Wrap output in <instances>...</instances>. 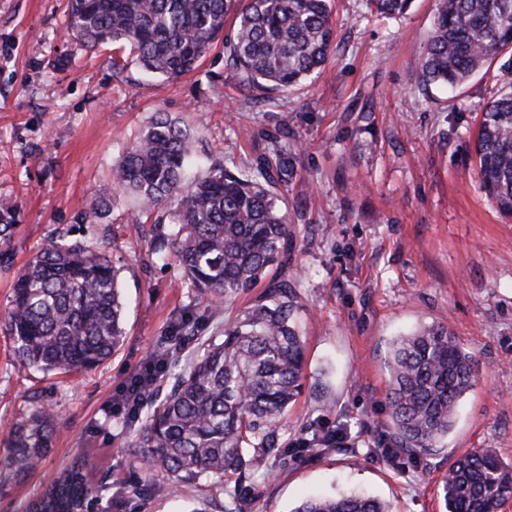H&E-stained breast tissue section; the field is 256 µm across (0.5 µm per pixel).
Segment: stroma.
Wrapping results in <instances>:
<instances>
[{"instance_id":"35a3bbf8","label":"stroma","mask_w":512,"mask_h":512,"mask_svg":"<svg viewBox=\"0 0 512 512\" xmlns=\"http://www.w3.org/2000/svg\"><path fill=\"white\" fill-rule=\"evenodd\" d=\"M67 0H0V198L16 201L23 264L48 235L105 241L122 269L126 340L96 369L74 376L22 366L0 332V459L12 422L40 400L57 436L39 468L0 480V512L28 505L76 457L103 486L96 512H234V477L223 490L206 479L141 500L145 465L127 452L132 430L112 411L128 375L164 342L173 317L194 309L196 356L247 305L242 295L205 312L177 266L147 256L144 217L123 201L94 235L81 220L113 163L156 112L180 118L204 166L245 164L275 137L294 168L283 206L303 306L307 367L297 401L279 422L346 423L356 453H305L252 468L251 512H291L307 497L360 492L393 512H445L439 483L472 448L512 464V217L479 188L474 144L482 114L512 78V51L499 54L455 91L424 85L421 69L435 0L384 17L370 0H332L335 41L325 67L291 90L248 103L223 48L195 72L165 78L125 53L90 50L66 36ZM442 322L475 358V381L441 447L410 461L372 455L388 439L385 358L396 337Z\"/></svg>"}]
</instances>
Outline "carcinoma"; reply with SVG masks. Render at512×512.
I'll return each mask as SVG.
<instances>
[{"mask_svg":"<svg viewBox=\"0 0 512 512\" xmlns=\"http://www.w3.org/2000/svg\"><path fill=\"white\" fill-rule=\"evenodd\" d=\"M68 0L67 36L91 49L127 47L140 65L166 77L198 69L223 36L229 15L235 34L223 43L246 98L283 92L319 70L335 39L330 0ZM384 16L403 14L412 0H370ZM512 46V0H436L434 29L422 63L427 85L457 88ZM194 135L157 112L112 167V191L101 190L85 211L87 224L114 201L132 196L141 210L162 212L151 225L153 259L172 257L207 309L263 291L224 340L208 344L175 377L160 403L133 416L131 447L148 469L172 484L198 476L224 485L241 481L237 512H249L253 452L286 457L290 450L349 447L343 427L303 426L293 441L278 423L302 388L305 339L297 326L301 305L288 271L292 225L281 207L292 156L273 139L243 167L196 170ZM481 189L512 216V80L486 106L476 141ZM19 228L16 202L0 198V269L14 264ZM121 269L107 251L64 234L50 235L17 270L0 329L14 342L20 364L44 373L75 375L96 369L123 345L126 302ZM189 309L171 325L173 336H193ZM179 345L155 355L164 372L178 366ZM392 443L370 449L385 457L394 446L416 459L448 437L461 398L472 388L474 357L441 323L393 340L386 361ZM56 419L34 406L9 427L0 462L16 478L49 453ZM351 448V447H349ZM356 451V448H351ZM86 462L63 468L30 512H91L102 489L85 479ZM446 512H498L512 498V465L486 448L454 459L441 478ZM291 512H391L388 502L359 495L321 496Z\"/></svg>","mask_w":512,"mask_h":512,"instance_id":"1","label":"carcinoma"}]
</instances>
